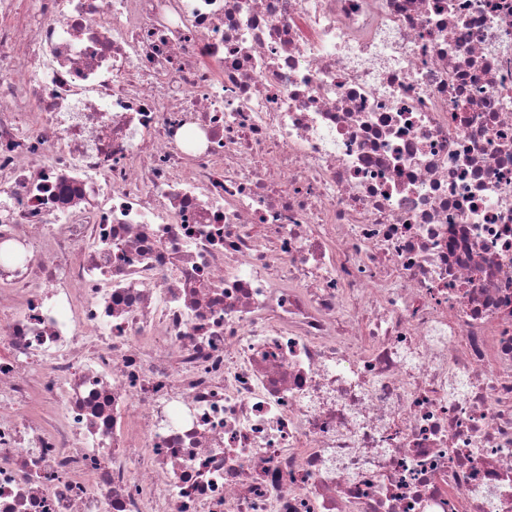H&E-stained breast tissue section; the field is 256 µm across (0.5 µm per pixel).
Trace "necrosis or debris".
<instances>
[{
	"mask_svg": "<svg viewBox=\"0 0 512 512\" xmlns=\"http://www.w3.org/2000/svg\"><path fill=\"white\" fill-rule=\"evenodd\" d=\"M0 512H512V0H0Z\"/></svg>",
	"mask_w": 512,
	"mask_h": 512,
	"instance_id": "necrosis-or-debris-1",
	"label": "necrosis or debris"
}]
</instances>
